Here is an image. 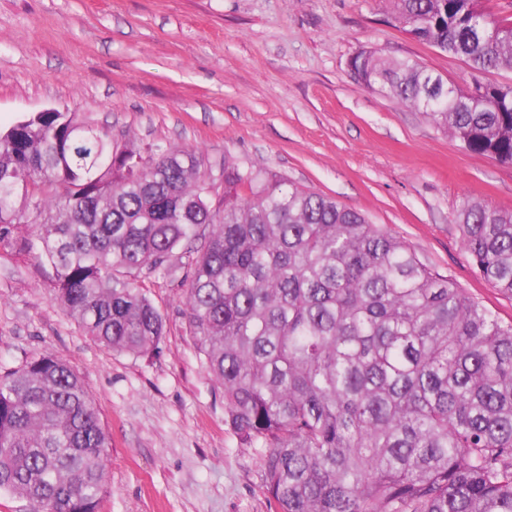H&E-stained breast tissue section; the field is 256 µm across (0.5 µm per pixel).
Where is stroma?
I'll list each match as a JSON object with an SVG mask.
<instances>
[{
	"label": "stroma",
	"mask_w": 512,
	"mask_h": 512,
	"mask_svg": "<svg viewBox=\"0 0 512 512\" xmlns=\"http://www.w3.org/2000/svg\"><path fill=\"white\" fill-rule=\"evenodd\" d=\"M364 50L419 60L465 93L512 83L411 37L391 0H0V126L55 108L121 148H193L215 206L225 164L267 168L362 211L511 321L512 299L476 275L455 215L467 200L512 211V165L358 83L349 61ZM50 276L0 245V376L42 354L78 370L109 436L99 512H275L261 448L224 423L181 276L140 273L166 321L144 357L88 336Z\"/></svg>",
	"instance_id": "obj_1"
}]
</instances>
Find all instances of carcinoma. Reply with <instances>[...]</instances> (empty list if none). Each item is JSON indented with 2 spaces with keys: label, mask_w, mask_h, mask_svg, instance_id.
Instances as JSON below:
<instances>
[{
  "label": "carcinoma",
  "mask_w": 512,
  "mask_h": 512,
  "mask_svg": "<svg viewBox=\"0 0 512 512\" xmlns=\"http://www.w3.org/2000/svg\"><path fill=\"white\" fill-rule=\"evenodd\" d=\"M416 39L471 70H512V22L478 0H392ZM355 80L466 150L512 164V84L446 90L414 59L361 51ZM248 195L242 196L241 190ZM477 275L512 298V212L456 215ZM51 269L99 344L142 356L165 320L136 273L186 271L189 333L225 423L262 443L278 512H512V321L357 209L224 164L205 195L188 148L112 147L74 112L0 129V243ZM108 436L76 369L43 354L0 380V492L32 512H98Z\"/></svg>",
  "instance_id": "1"
}]
</instances>
